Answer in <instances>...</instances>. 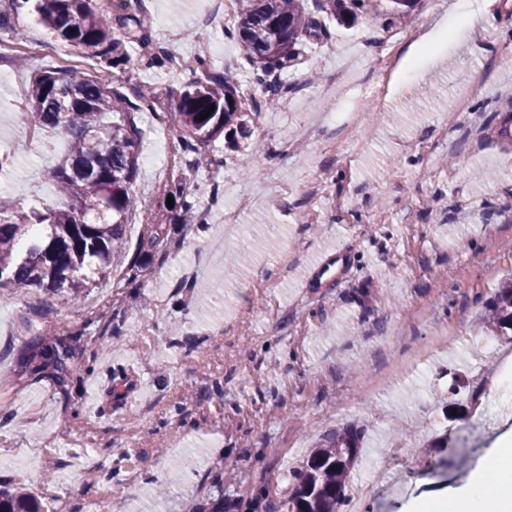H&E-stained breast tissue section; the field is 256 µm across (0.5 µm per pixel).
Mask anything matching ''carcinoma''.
<instances>
[{
	"mask_svg": "<svg viewBox=\"0 0 512 512\" xmlns=\"http://www.w3.org/2000/svg\"><path fill=\"white\" fill-rule=\"evenodd\" d=\"M37 21L82 55L115 68L130 61L126 44L144 48L142 63L153 65L165 52L153 44L141 12L142 0H23ZM417 0H378L382 15L403 19ZM370 0H237V24L224 31L238 42L252 68L258 95L247 97L227 73H217L197 57L194 76L173 103L174 129L184 158L198 161L212 139L234 142L250 134L251 113L280 100L278 77L299 62L307 45L330 37L331 25L351 26ZM155 97L120 80L66 67L41 71L31 79L27 121L69 144L54 170L58 208L44 204L18 210L0 196V288L28 287L78 300L88 285L112 277L114 260L125 250L129 212L139 206L134 183L140 129L135 114L152 108ZM215 106L206 115L209 106ZM264 146L257 142L241 166L256 174ZM171 210L192 218L196 194L183 182L169 191ZM483 327L512 340V279L486 302ZM34 371L48 374L64 389L82 375L63 342L43 349ZM364 430L353 424L326 435L293 471L288 496L260 491L268 512H340L348 499L349 477L364 448ZM0 512H44L34 495L0 484Z\"/></svg>",
	"mask_w": 512,
	"mask_h": 512,
	"instance_id": "obj_1",
	"label": "carcinoma"
}]
</instances>
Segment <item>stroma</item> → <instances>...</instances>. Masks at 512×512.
<instances>
[{
    "instance_id": "stroma-1",
    "label": "stroma",
    "mask_w": 512,
    "mask_h": 512,
    "mask_svg": "<svg viewBox=\"0 0 512 512\" xmlns=\"http://www.w3.org/2000/svg\"><path fill=\"white\" fill-rule=\"evenodd\" d=\"M456 0L417 4L412 24L364 16L331 39L312 43L281 75L297 108L260 113L253 140L291 136L290 156H272L257 177L240 172V155L212 143L207 164L186 166L178 142L172 163L140 167L135 192L162 222V248L143 257L140 277L109 279L69 302L29 288L10 289L0 304V480L80 507L96 497L112 512H206L211 500L248 512L256 488L287 495L291 472L321 435L354 424L366 446L351 482L370 488L357 512H416L430 497L460 493L484 458L512 444V426L495 420L499 352L512 344L488 336L477 318L512 274V139L500 135V91L512 90V0H469L477 15L457 29ZM152 38L185 34L176 60L84 69L152 88L170 105L190 75L186 59L210 45L242 58L218 17L199 0H143ZM35 54L0 56V144L19 147L9 195L23 207L57 200V149L35 154L21 142L15 116L30 80L74 50L35 22L31 9L13 20ZM428 37L435 57L420 58L419 78L401 77L387 100L369 105L382 59L400 36ZM481 71L479 124L452 100L470 70ZM362 114L375 131L368 144L333 123ZM453 125L439 140L441 122ZM414 137L437 140L424 157L405 150ZM455 172L447 184V172ZM323 180L325 194L307 190ZM193 188L204 225L167 223L168 187ZM235 187L259 190L242 244L213 253L224 232V207ZM411 221L399 223L402 214ZM350 246L355 268L343 287L301 294L307 267L326 249ZM84 328L74 340L84 373L67 392L21 368L35 338ZM110 336L99 349L100 335ZM457 404L456 413L445 410ZM45 450L52 466L32 463ZM129 452L137 484L112 473Z\"/></svg>"
}]
</instances>
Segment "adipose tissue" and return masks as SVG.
I'll return each instance as SVG.
<instances>
[{
  "label": "adipose tissue",
  "mask_w": 512,
  "mask_h": 512,
  "mask_svg": "<svg viewBox=\"0 0 512 512\" xmlns=\"http://www.w3.org/2000/svg\"><path fill=\"white\" fill-rule=\"evenodd\" d=\"M485 477H474L466 491L447 500L429 502L430 512H512V449L486 458Z\"/></svg>",
  "instance_id": "obj_1"
}]
</instances>
